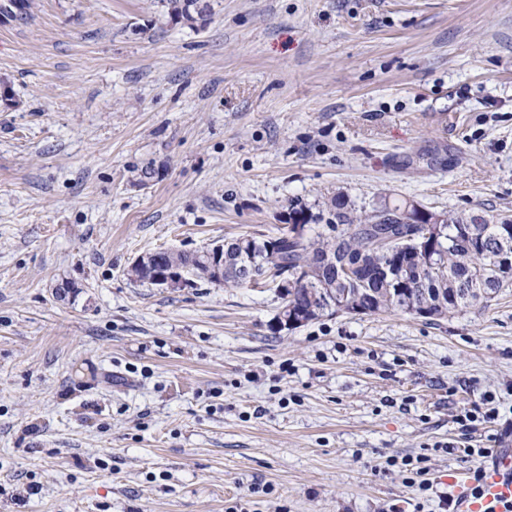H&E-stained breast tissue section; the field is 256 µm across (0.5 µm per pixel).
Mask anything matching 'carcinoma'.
I'll return each mask as SVG.
<instances>
[{
    "label": "carcinoma",
    "instance_id": "1",
    "mask_svg": "<svg viewBox=\"0 0 512 512\" xmlns=\"http://www.w3.org/2000/svg\"><path fill=\"white\" fill-rule=\"evenodd\" d=\"M170 17L194 20L201 14L199 0H161ZM388 211L402 218L396 224L380 223ZM433 213L406 200H386L370 210L356 209L342 194L331 198L316 213L300 204L288 211L290 224H320L315 237L288 238V227L272 236H252L245 250L224 249V286L265 288L275 285L280 305L308 323L325 314L350 313L362 306L371 314L400 312L417 315L425 305L439 318L451 313L485 308L501 292L512 288L509 244L500 245L508 219L455 215L441 225L430 249L415 248L417 234L428 230ZM348 271L343 277L318 265L325 253ZM167 266L193 264L206 276L205 257L198 252L169 250ZM339 294L334 306L324 297L327 288Z\"/></svg>",
    "mask_w": 512,
    "mask_h": 512
}]
</instances>
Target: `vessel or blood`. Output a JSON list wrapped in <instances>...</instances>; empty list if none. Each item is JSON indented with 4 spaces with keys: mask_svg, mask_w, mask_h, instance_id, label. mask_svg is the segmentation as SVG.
Here are the masks:
<instances>
[{
    "mask_svg": "<svg viewBox=\"0 0 512 512\" xmlns=\"http://www.w3.org/2000/svg\"><path fill=\"white\" fill-rule=\"evenodd\" d=\"M457 512H512V453H502L484 470L481 483L466 472L448 477Z\"/></svg>",
    "mask_w": 512,
    "mask_h": 512,
    "instance_id": "obj_1",
    "label": "vessel or blood"
}]
</instances>
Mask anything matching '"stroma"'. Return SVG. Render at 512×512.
<instances>
[{
  "instance_id": "35a3bbf8",
  "label": "stroma",
  "mask_w": 512,
  "mask_h": 512,
  "mask_svg": "<svg viewBox=\"0 0 512 512\" xmlns=\"http://www.w3.org/2000/svg\"><path fill=\"white\" fill-rule=\"evenodd\" d=\"M35 2L0 22V512H445L512 448V289L280 330L273 292L127 269L339 193L512 219V0ZM171 18L193 21V13L201 15L205 10L200 7L199 0H161ZM203 250L204 249L194 252L165 250L167 255L162 257L165 265L174 267L169 268L163 273H157V266L163 265V260L160 257V251L146 252L132 260L131 265L134 267H128L127 274L130 279L135 282L152 286L151 275L144 273L136 267L151 268L153 269L152 275L154 285L157 288H190V286L193 284L191 279L188 277L185 269L177 266L193 264L198 270L201 271L193 286H195L198 280H203L212 284L210 278L205 275L208 269L202 264L205 262V257L203 255H198L199 251ZM427 461V458L425 457H417L414 460L408 459L404 461V466L409 467L406 468V471L409 472L411 476H408L406 479L408 482L414 486L417 484V488L421 493H426L433 489V485L431 482H429L428 479L424 478V476L427 474V467L421 466V464H424Z\"/></svg>"
}]
</instances>
